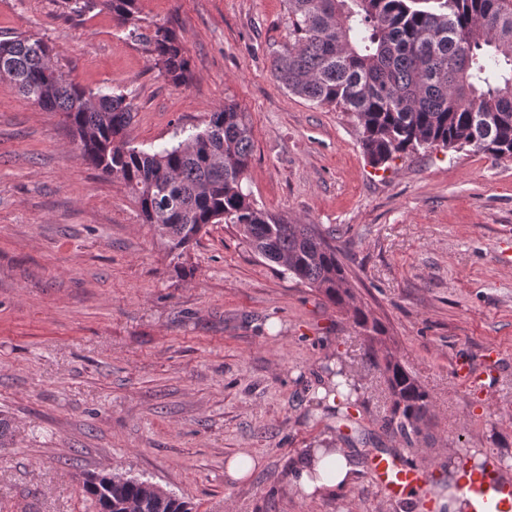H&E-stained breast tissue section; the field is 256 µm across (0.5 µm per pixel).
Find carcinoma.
I'll return each instance as SVG.
<instances>
[{
	"instance_id": "1",
	"label": "carcinoma",
	"mask_w": 512,
	"mask_h": 512,
	"mask_svg": "<svg viewBox=\"0 0 512 512\" xmlns=\"http://www.w3.org/2000/svg\"><path fill=\"white\" fill-rule=\"evenodd\" d=\"M75 15L95 9L130 38L149 46L175 86L189 81L188 51L175 30L141 24L137 0H59ZM288 46L271 72L289 93L351 115L364 156L386 167L421 149L472 148L512 157V0H287ZM0 82L45 112H59L79 157L126 189L142 222L182 257L209 224L236 227L243 241L292 278L345 308L352 289L335 235L318 224H292L259 207L243 189L253 153L251 128L234 104L212 112L205 126L152 152L129 137L133 108L121 93L105 94L67 80L49 45L26 35L0 39ZM364 330L365 359L382 373L391 397L385 431L413 443L429 421L432 397L385 345L384 329L353 308ZM325 389L350 416L355 386ZM96 512H192L148 481L119 474L85 479Z\"/></svg>"
}]
</instances>
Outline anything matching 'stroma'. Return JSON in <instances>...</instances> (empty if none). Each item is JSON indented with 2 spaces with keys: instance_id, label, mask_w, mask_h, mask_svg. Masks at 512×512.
Returning <instances> with one entry per match:
<instances>
[{
  "instance_id": "stroma-1",
  "label": "stroma",
  "mask_w": 512,
  "mask_h": 512,
  "mask_svg": "<svg viewBox=\"0 0 512 512\" xmlns=\"http://www.w3.org/2000/svg\"><path fill=\"white\" fill-rule=\"evenodd\" d=\"M143 25L176 30L191 79L161 75L107 11L0 0V37L43 38L55 65L123 93L135 146L151 150L233 103L252 127L245 185L267 211L336 234L354 303L429 391L413 446L386 432L390 394L363 360L350 310L211 224L182 258L142 223L119 181L78 155L60 114L0 82V512H96L91 473L149 481L192 512H416L366 466L378 451L448 482L493 452L512 476V158L434 149L372 167L349 115L288 93L271 60L287 45L285 0H138ZM495 359H488V351ZM467 359L487 374L456 377ZM345 367L360 405L317 404ZM352 451V483L293 490L294 461L320 442ZM258 457L244 483L227 458Z\"/></svg>"
}]
</instances>
